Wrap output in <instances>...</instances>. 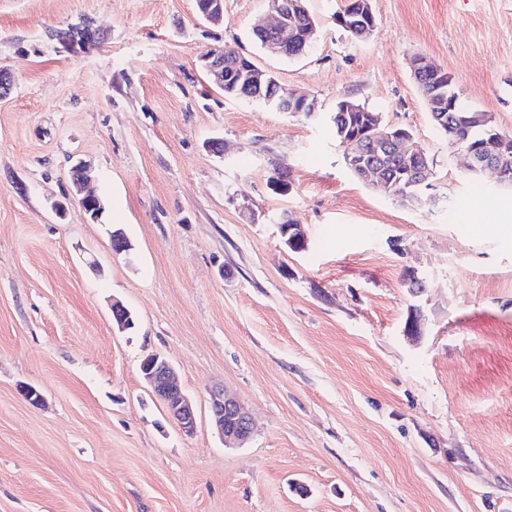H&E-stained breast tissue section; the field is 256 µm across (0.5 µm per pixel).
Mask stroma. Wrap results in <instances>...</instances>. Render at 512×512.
I'll return each instance as SVG.
<instances>
[{
  "label": "stroma",
  "mask_w": 512,
  "mask_h": 512,
  "mask_svg": "<svg viewBox=\"0 0 512 512\" xmlns=\"http://www.w3.org/2000/svg\"><path fill=\"white\" fill-rule=\"evenodd\" d=\"M346 3L309 0L314 42L288 59L254 36L266 0H224L217 25L194 0H0V512H512V187L470 174L410 68L445 69L512 135V0H371L362 40ZM85 24L89 43L53 37ZM226 47L315 113L224 96L201 58ZM346 96L433 159L419 203L346 167ZM78 160L102 222L72 192ZM150 354L193 434L142 379ZM215 388L252 415L243 447L211 421ZM357 1H369V4L371 2V0H348V4L342 12L337 15V21L339 25L351 35L364 37L367 35L363 33L364 26L362 25V18L364 13L360 12V5L356 4ZM143 379L152 393L160 399L179 428L193 433L197 426L196 410L178 385L171 364L159 355L144 359L140 366Z\"/></svg>",
  "instance_id": "35a3bbf8"
}]
</instances>
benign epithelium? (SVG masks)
Returning a JSON list of instances; mask_svg holds the SVG:
<instances>
[{
  "mask_svg": "<svg viewBox=\"0 0 512 512\" xmlns=\"http://www.w3.org/2000/svg\"><path fill=\"white\" fill-rule=\"evenodd\" d=\"M269 10L272 22L264 30L275 34L268 49L278 54L295 35L296 28L285 20V9L279 0H270ZM202 61L205 62L204 68L211 81L220 88L224 87V54L211 53L204 56ZM412 66L415 71L426 69L431 73L437 91V107H444L448 100L455 97L452 80L446 72L423 57L414 59ZM409 140L411 135L408 132L395 130L391 125L373 124L361 133L351 127L344 143L345 164L359 171L364 181L381 184L383 180L380 173L384 169V158L392 154L407 163L406 167L396 173L399 195L416 199L431 175L426 153L417 146L406 147L405 143ZM463 153L469 159L470 167L490 169L495 172L498 185L512 186L511 137L493 129L480 149L467 147ZM140 370L152 393L164 403L170 418L182 431L194 432L197 426L195 407L178 385L171 364L159 355H151L144 359ZM210 413L223 435L224 444L240 445L251 437L253 421L249 412L227 391L216 389L211 392Z\"/></svg>",
  "mask_w": 512,
  "mask_h": 512,
  "instance_id": "1",
  "label": "benign epithelium"
}]
</instances>
